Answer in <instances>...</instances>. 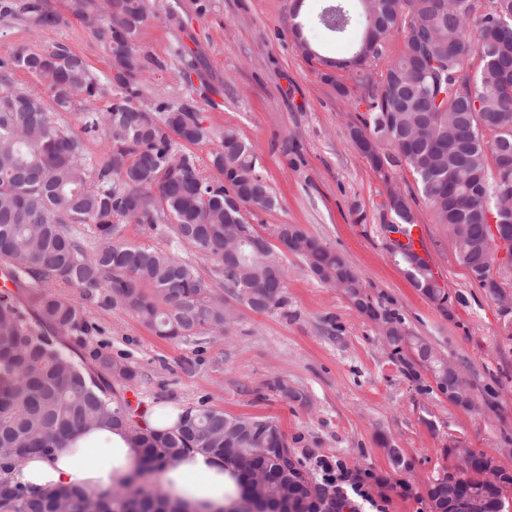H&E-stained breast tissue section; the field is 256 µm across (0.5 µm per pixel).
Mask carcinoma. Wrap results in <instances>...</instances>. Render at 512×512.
<instances>
[{
    "label": "carcinoma",
    "mask_w": 512,
    "mask_h": 512,
    "mask_svg": "<svg viewBox=\"0 0 512 512\" xmlns=\"http://www.w3.org/2000/svg\"><path fill=\"white\" fill-rule=\"evenodd\" d=\"M363 33L352 54L320 59L351 68L363 94L366 117L352 140L379 176L392 182L407 169L432 209L435 223L462 225L457 256L468 267L497 250L485 230L495 206L512 196V169L494 171L504 142L512 144V0H359ZM153 0H67L74 17L94 24L115 73L93 76L83 60L62 47L22 51L16 64L33 74L61 109L85 103L82 130L100 134L105 150L85 157L84 142L51 120L43 98L24 88L0 90V265L17 288L38 291L24 300L0 289V473L12 470L32 451L61 448L78 430L93 425L125 427L140 448L136 475L107 497L71 487L41 496L0 482L6 512H186L148 475L195 448L237 467L244 478L241 504L233 512H355L344 497L314 483L304 461L288 448L271 419L228 415L200 405L179 417L175 431L148 432L134 420L131 405L111 396L106 377L132 381L137 371L107 352L94 355L97 368L75 357L94 330L90 319L98 298L136 315L158 336L187 340L227 332L237 314L231 298L257 313L288 315L287 270L275 252L303 260L310 274L340 289L351 305L382 323L393 352L409 350L414 373L436 379L448 374V360L402 319L375 304L345 259L295 224H280L276 243L247 215L274 207L276 198L258 170L257 150L225 130L210 158L217 172L205 177L195 155L180 149L212 139L202 125L194 96L156 111L138 104L141 88L158 62L138 44L140 28L153 15ZM5 15L31 13L38 24L57 21L47 0L0 7ZM317 23L343 33L352 17L347 0H328ZM402 54L376 72L373 65L394 35ZM457 47L448 52V46ZM490 54L471 70L467 56ZM110 97L104 112L92 104ZM391 222L385 230L405 233L415 216L403 194H388ZM168 224L169 251L130 243L121 224ZM88 228L84 240L75 225ZM193 245L219 264L221 281L208 282L177 255ZM415 275V287L432 303L448 301L432 284L429 265L397 247ZM73 288L78 295L58 291ZM491 458L472 454L465 473L444 471L426 486L429 502L456 485L462 498L482 488L479 512H507L504 491L512 469L497 466L498 484L481 477Z\"/></svg>",
    "instance_id": "carcinoma-1"
}]
</instances>
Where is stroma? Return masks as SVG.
Returning a JSON list of instances; mask_svg holds the SVG:
<instances>
[{
	"label": "stroma",
	"mask_w": 512,
	"mask_h": 512,
	"mask_svg": "<svg viewBox=\"0 0 512 512\" xmlns=\"http://www.w3.org/2000/svg\"><path fill=\"white\" fill-rule=\"evenodd\" d=\"M56 24L34 27L26 17L0 14V74L11 85L38 92L27 71L13 67L21 51L62 45L101 77L112 56L66 0H49ZM323 0H307L304 34L320 56L346 57L357 29L336 35L316 22ZM293 0H156L139 44L159 67L142 88L141 105L174 103L189 88L204 126L215 137L185 144L204 175L217 135L231 129L258 148L260 170L276 193L272 210L257 214L263 234L295 224L344 257L382 308L424 337L473 387L474 409L450 403L432 389L429 374L412 377L378 326L339 290L310 276L301 259L285 254L288 313L240 307L228 337L205 349L157 336L132 313L105 302L91 312L97 327L76 354L91 361L101 349L134 367L130 382H113L117 397L147 407L199 404L232 415L278 421L288 445L320 480L327 459L365 480L383 512H429L425 486L456 468L446 448L457 440L512 469V325L456 257V246L420 196L409 171L394 186L425 230L424 260L448 296L437 306L423 296L396 261L384 183L353 143L361 114L325 82L324 65L304 55L292 30ZM287 380L305 399L282 398L271 383ZM398 448L410 472L395 469Z\"/></svg>",
	"instance_id": "1"
}]
</instances>
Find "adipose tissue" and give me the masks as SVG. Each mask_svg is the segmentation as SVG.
Instances as JSON below:
<instances>
[{
    "mask_svg": "<svg viewBox=\"0 0 512 512\" xmlns=\"http://www.w3.org/2000/svg\"><path fill=\"white\" fill-rule=\"evenodd\" d=\"M138 456L127 431L101 425L77 432L65 447L30 455L10 471L8 480L34 496L63 486L108 495L132 477ZM159 481L171 498L186 502L191 512H225L239 500L243 477L224 460L190 449L160 468Z\"/></svg>",
    "mask_w": 512,
    "mask_h": 512,
    "instance_id": "obj_1",
    "label": "adipose tissue"
}]
</instances>
